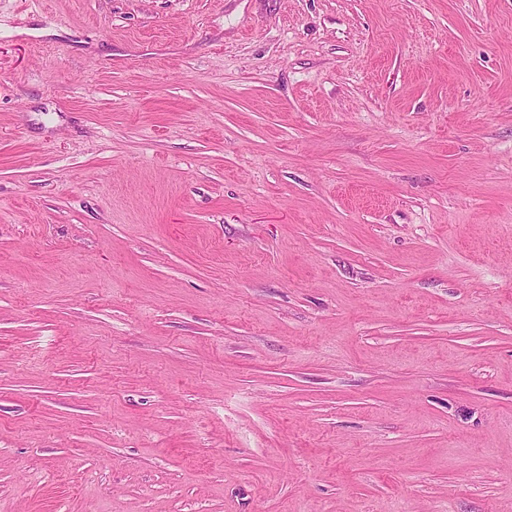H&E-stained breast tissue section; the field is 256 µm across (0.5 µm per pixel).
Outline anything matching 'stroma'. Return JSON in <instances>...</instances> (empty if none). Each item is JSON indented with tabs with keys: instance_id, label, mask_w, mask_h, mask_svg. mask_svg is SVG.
<instances>
[{
	"instance_id": "stroma-1",
	"label": "stroma",
	"mask_w": 512,
	"mask_h": 512,
	"mask_svg": "<svg viewBox=\"0 0 512 512\" xmlns=\"http://www.w3.org/2000/svg\"><path fill=\"white\" fill-rule=\"evenodd\" d=\"M0 512H512V0H0Z\"/></svg>"
}]
</instances>
